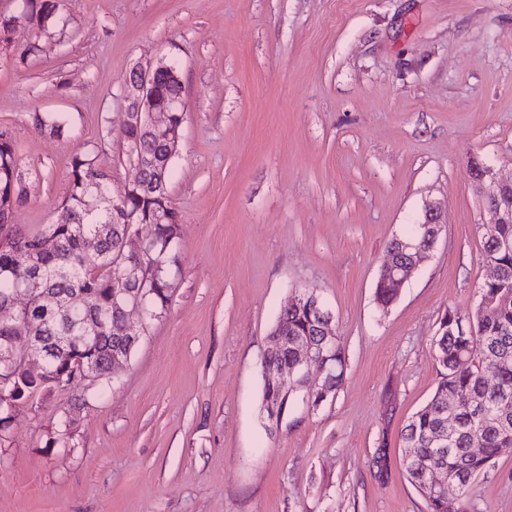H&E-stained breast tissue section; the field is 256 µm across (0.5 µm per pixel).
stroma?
I'll use <instances>...</instances> for the list:
<instances>
[{"instance_id": "stroma-1", "label": "stroma", "mask_w": 512, "mask_h": 512, "mask_svg": "<svg viewBox=\"0 0 512 512\" xmlns=\"http://www.w3.org/2000/svg\"><path fill=\"white\" fill-rule=\"evenodd\" d=\"M15 38L44 47L24 65L0 54L28 231L55 219L76 153L112 192L131 178L134 65L174 66L185 112L169 309L72 431L66 393L0 431V512H425L400 434L435 391L441 318L473 309L490 275L470 161L512 169V0H60L48 32ZM34 112L65 135L34 131ZM431 203L443 231L378 309L386 246ZM302 288L333 314L345 381L320 408L295 400L270 435L261 359ZM467 508L512 512V453Z\"/></svg>"}]
</instances>
